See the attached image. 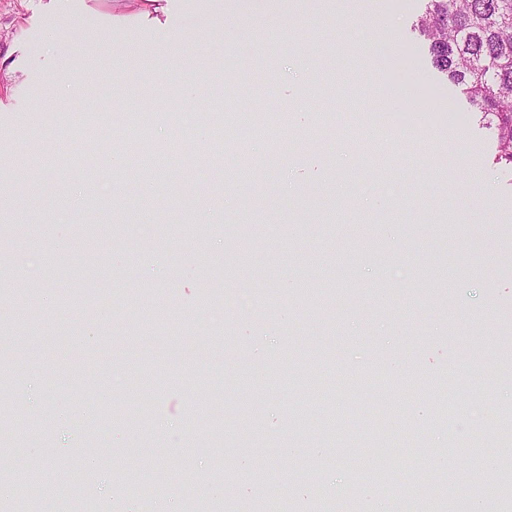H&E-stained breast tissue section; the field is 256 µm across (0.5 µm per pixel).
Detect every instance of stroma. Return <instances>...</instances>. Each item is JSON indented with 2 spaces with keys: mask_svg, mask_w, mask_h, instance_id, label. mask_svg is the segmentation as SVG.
<instances>
[{
  "mask_svg": "<svg viewBox=\"0 0 512 512\" xmlns=\"http://www.w3.org/2000/svg\"><path fill=\"white\" fill-rule=\"evenodd\" d=\"M422 6L0 0V60L15 68L0 71V182L28 208L0 209V252L30 251L45 268L36 285L0 272L12 348L0 435L7 410L32 429L22 450L0 451V472L37 461L51 487L59 469L82 470L112 512H156L164 498L186 512L181 472L213 486L220 454L243 505L265 478L315 468L342 493L332 512H359L365 494L395 512L398 466L364 462L381 482L358 468L376 419L392 437L415 430V474L429 481L466 468L484 478L512 458L493 425L512 407V179L411 32ZM132 35L190 44L196 95L123 63ZM369 41L377 56L360 53ZM84 74L96 84L69 93ZM134 113L150 139L181 142L177 161L135 143ZM265 116L287 139L225 151ZM89 118L93 139L75 136ZM226 196L236 210L222 223L211 205ZM145 200L152 232L137 238ZM245 276L257 282L248 311L234 300ZM205 357L222 362L223 390ZM451 363L456 376H440ZM116 366L142 383L113 389ZM439 403L448 425L418 416ZM218 410L217 438L203 423ZM102 426L106 446L90 447ZM159 468L171 474L163 494L133 496L128 480Z\"/></svg>",
  "mask_w": 512,
  "mask_h": 512,
  "instance_id": "stroma-1",
  "label": "stroma"
}]
</instances>
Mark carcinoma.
<instances>
[{"label":"carcinoma","instance_id":"cac0c4a2","mask_svg":"<svg viewBox=\"0 0 512 512\" xmlns=\"http://www.w3.org/2000/svg\"><path fill=\"white\" fill-rule=\"evenodd\" d=\"M423 37L432 66L444 75L493 131L492 164L512 175V0H425L412 24ZM415 491L428 512H443V488L422 479L404 485ZM469 496L512 501V466L469 486Z\"/></svg>","mask_w":512,"mask_h":512}]
</instances>
